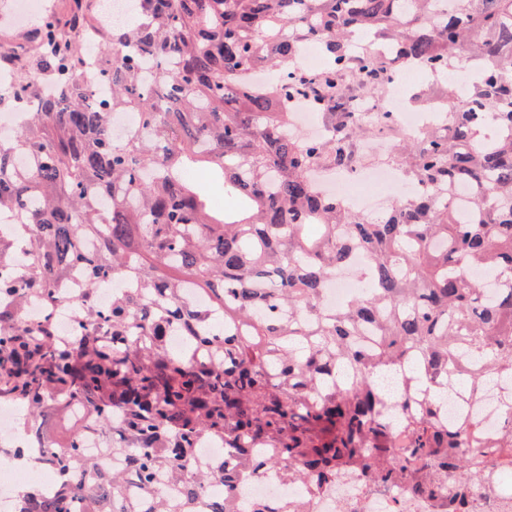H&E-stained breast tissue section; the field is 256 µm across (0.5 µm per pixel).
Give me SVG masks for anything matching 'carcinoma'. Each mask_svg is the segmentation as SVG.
<instances>
[{
    "instance_id": "obj_1",
    "label": "carcinoma",
    "mask_w": 512,
    "mask_h": 512,
    "mask_svg": "<svg viewBox=\"0 0 512 512\" xmlns=\"http://www.w3.org/2000/svg\"><path fill=\"white\" fill-rule=\"evenodd\" d=\"M86 30L100 40L71 0L0 85V112L27 113L0 138V404L44 423L86 416L62 448L30 432L58 482L20 512H197L204 485L224 486L222 468L182 474L206 440L241 475L274 469L317 489L358 470L421 498L450 473L465 485L512 472V0H128L90 54ZM354 30L392 56L356 59ZM310 44L327 58L317 77L297 73ZM465 56L476 74L461 88L448 74ZM94 57L110 94L90 102ZM405 63L438 73L452 134L393 147L419 189L367 219L311 182L316 160L342 165L348 146L291 134L292 102L366 132L327 95L350 71L382 94ZM269 67L274 81L243 84ZM117 113L135 118L119 138ZM201 166L233 201L222 213L190 177ZM459 192L469 206L450 202ZM358 252L366 291L326 309L328 276ZM75 275L70 342L48 314L22 320ZM499 383L498 432L469 404L448 424L441 393L471 400ZM89 429L123 472L96 467ZM441 506L466 512L469 494Z\"/></svg>"
}]
</instances>
